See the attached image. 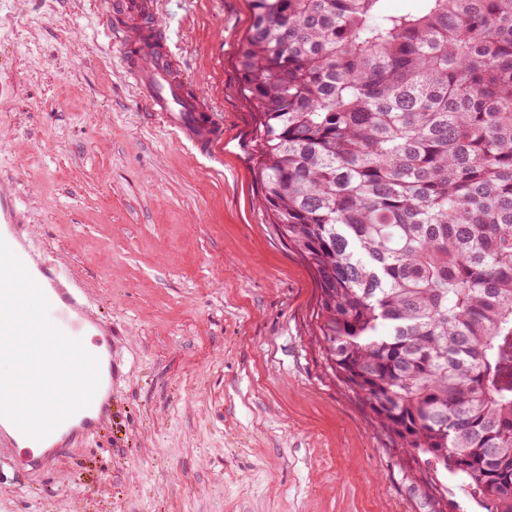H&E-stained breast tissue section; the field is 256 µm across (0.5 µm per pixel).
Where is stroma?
<instances>
[{"instance_id":"1","label":"stroma","mask_w":512,"mask_h":512,"mask_svg":"<svg viewBox=\"0 0 512 512\" xmlns=\"http://www.w3.org/2000/svg\"><path fill=\"white\" fill-rule=\"evenodd\" d=\"M155 2L224 128L210 155L145 111L104 0H0V188L112 324L108 416L1 461L0 512H485L326 363L314 273L259 202L250 0Z\"/></svg>"}]
</instances>
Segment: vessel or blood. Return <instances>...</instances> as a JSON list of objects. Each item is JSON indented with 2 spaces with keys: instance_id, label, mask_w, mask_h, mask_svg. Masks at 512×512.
Here are the masks:
<instances>
[{
  "instance_id": "b4317fda",
  "label": "vessel or blood",
  "mask_w": 512,
  "mask_h": 512,
  "mask_svg": "<svg viewBox=\"0 0 512 512\" xmlns=\"http://www.w3.org/2000/svg\"><path fill=\"white\" fill-rule=\"evenodd\" d=\"M107 11L114 18L111 36L120 50L121 61L133 77L147 112L203 155L209 154L224 139V128L211 108L196 94H188L185 81L166 48L167 33L158 20L154 0H109ZM18 202L16 195L0 191V238L11 250H18ZM27 269L44 292L55 313L58 327L69 336L94 330L98 340L111 342V326L92 322L78 292L69 290L63 275L45 264H28ZM100 384L93 397L100 409H107L112 398V354L98 355ZM62 440L51 432L42 440L24 437L12 442L14 464L37 465L35 447L56 448Z\"/></svg>"
}]
</instances>
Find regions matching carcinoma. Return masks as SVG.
Listing matches in <instances>:
<instances>
[{
  "label": "carcinoma",
  "mask_w": 512,
  "mask_h": 512,
  "mask_svg": "<svg viewBox=\"0 0 512 512\" xmlns=\"http://www.w3.org/2000/svg\"><path fill=\"white\" fill-rule=\"evenodd\" d=\"M261 202L330 369L512 512V0H251Z\"/></svg>",
  "instance_id": "obj_1"
}]
</instances>
